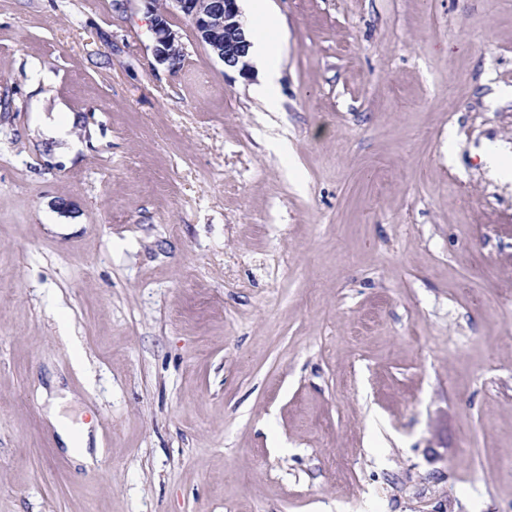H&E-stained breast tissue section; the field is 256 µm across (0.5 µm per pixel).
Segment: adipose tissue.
Segmentation results:
<instances>
[{
    "label": "adipose tissue",
    "mask_w": 512,
    "mask_h": 512,
    "mask_svg": "<svg viewBox=\"0 0 512 512\" xmlns=\"http://www.w3.org/2000/svg\"><path fill=\"white\" fill-rule=\"evenodd\" d=\"M251 26L246 35L251 43L248 60L259 82L255 96L267 110H277L280 104L281 38L280 20L272 12L268 0H247ZM63 398L51 399L44 418L59 445L66 448L76 464L92 467L102 454L99 437L89 424L73 421L63 410Z\"/></svg>",
    "instance_id": "obj_1"
}]
</instances>
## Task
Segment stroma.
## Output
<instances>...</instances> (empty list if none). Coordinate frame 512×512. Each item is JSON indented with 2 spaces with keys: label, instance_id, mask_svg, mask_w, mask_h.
<instances>
[{
  "label": "stroma",
  "instance_id": "obj_1",
  "mask_svg": "<svg viewBox=\"0 0 512 512\" xmlns=\"http://www.w3.org/2000/svg\"><path fill=\"white\" fill-rule=\"evenodd\" d=\"M269 6L277 112L171 0H0V512H512V0ZM153 53L156 60L175 71L181 65L182 44L179 33L168 23L163 14H156ZM482 161L504 181L512 180V166L508 153L496 146H489L482 154ZM68 399L69 396L51 399L44 410V418L54 433L55 441L63 446L59 448H66L76 464L93 467L102 454L98 434L89 424L75 422L63 411V404Z\"/></svg>",
  "mask_w": 512,
  "mask_h": 512
}]
</instances>
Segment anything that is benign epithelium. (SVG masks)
<instances>
[{
  "mask_svg": "<svg viewBox=\"0 0 512 512\" xmlns=\"http://www.w3.org/2000/svg\"><path fill=\"white\" fill-rule=\"evenodd\" d=\"M187 17L198 39L224 63V68L243 76L250 74L247 60L251 43L239 20V0H171ZM153 53L156 60L174 71L180 67L182 44L179 33L163 14L155 17Z\"/></svg>",
  "mask_w": 512,
  "mask_h": 512,
  "instance_id": "1",
  "label": "benign epithelium"
}]
</instances>
